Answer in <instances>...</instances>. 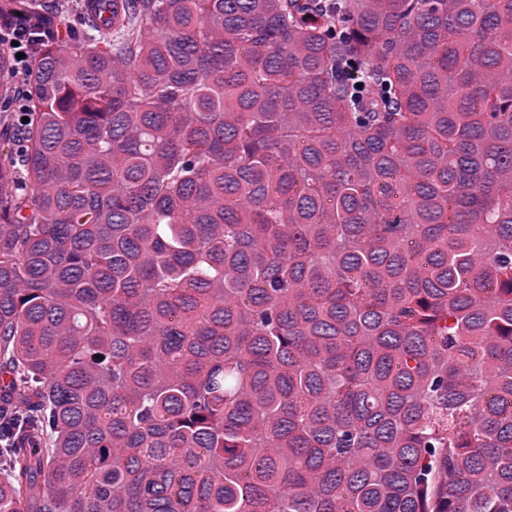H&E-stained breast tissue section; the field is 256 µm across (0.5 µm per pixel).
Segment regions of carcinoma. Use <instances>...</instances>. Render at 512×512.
<instances>
[{
	"instance_id": "cac0c4a2",
	"label": "carcinoma",
	"mask_w": 512,
	"mask_h": 512,
	"mask_svg": "<svg viewBox=\"0 0 512 512\" xmlns=\"http://www.w3.org/2000/svg\"><path fill=\"white\" fill-rule=\"evenodd\" d=\"M78 9L0 53V512H512V0ZM16 21L8 29L2 33L0 28V45H5L10 50L14 63L16 73L23 74L26 72L36 54V41L35 38H42L37 36H29L28 29L29 18L22 13L15 15ZM18 42V46H12V42ZM17 53H24L22 59H17Z\"/></svg>"
}]
</instances>
